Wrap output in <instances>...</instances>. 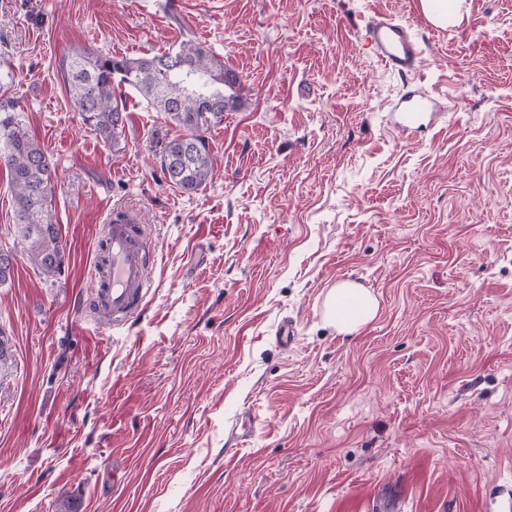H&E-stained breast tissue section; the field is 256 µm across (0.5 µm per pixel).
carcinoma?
<instances>
[{
	"label": "carcinoma",
	"mask_w": 512,
	"mask_h": 512,
	"mask_svg": "<svg viewBox=\"0 0 512 512\" xmlns=\"http://www.w3.org/2000/svg\"><path fill=\"white\" fill-rule=\"evenodd\" d=\"M71 101L85 124L104 140L116 141L124 127L125 100L115 83L134 88L156 112L183 129L161 146L160 167L167 184L184 194L213 177L206 133L239 105L236 75L201 44L187 42L151 57L114 56L78 50L63 60ZM230 93H225L224 89ZM0 163L8 167L15 224L27 261L47 278L61 273L65 248L53 221L55 168L18 116L0 110Z\"/></svg>",
	"instance_id": "cac0c4a2"
}]
</instances>
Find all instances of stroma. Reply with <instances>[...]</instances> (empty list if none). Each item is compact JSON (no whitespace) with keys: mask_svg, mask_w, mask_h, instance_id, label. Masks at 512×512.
<instances>
[{"mask_svg":"<svg viewBox=\"0 0 512 512\" xmlns=\"http://www.w3.org/2000/svg\"><path fill=\"white\" fill-rule=\"evenodd\" d=\"M385 9L438 124L391 122L406 84L356 37ZM187 41L242 83L191 195L152 137L179 127L126 86L105 142L62 71ZM4 104L54 164L65 260L25 259L0 165V512H512V0H462L451 28L420 0H0ZM117 207L149 226L152 288L102 332L88 285ZM343 280L379 304L346 337L324 320Z\"/></svg>","mask_w":512,"mask_h":512,"instance_id":"stroma-1","label":"stroma"}]
</instances>
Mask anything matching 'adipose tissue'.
Returning a JSON list of instances; mask_svg holds the SVG:
<instances>
[{
	"label": "adipose tissue",
	"instance_id": "obj_1",
	"mask_svg": "<svg viewBox=\"0 0 512 512\" xmlns=\"http://www.w3.org/2000/svg\"><path fill=\"white\" fill-rule=\"evenodd\" d=\"M378 312L376 298L359 284L343 281L333 288L324 304V315L338 334L351 335L373 320Z\"/></svg>",
	"mask_w": 512,
	"mask_h": 512
}]
</instances>
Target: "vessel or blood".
I'll use <instances>...</instances> for the list:
<instances>
[{"mask_svg":"<svg viewBox=\"0 0 512 512\" xmlns=\"http://www.w3.org/2000/svg\"><path fill=\"white\" fill-rule=\"evenodd\" d=\"M358 37L388 72L415 79L423 51L406 22L389 11L378 10L366 20ZM395 110L396 125L404 130L414 127L420 115L439 114L433 97L414 90L399 98ZM146 235V225L135 216L123 209H112L104 248L93 265L90 284L96 307L111 312L113 326L125 325L143 308L152 286Z\"/></svg>","mask_w":512,"mask_h":512,"instance_id":"1","label":"vessel or blood"}]
</instances>
